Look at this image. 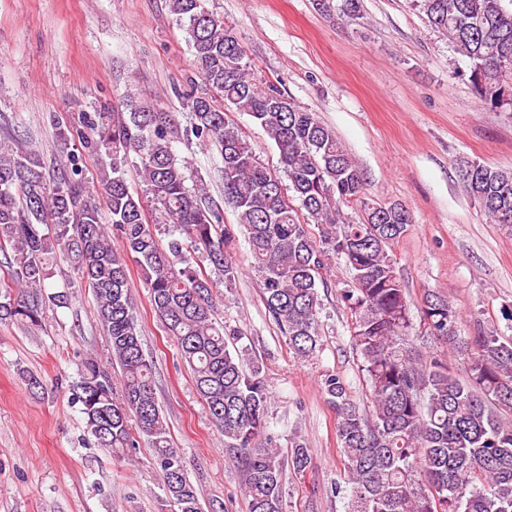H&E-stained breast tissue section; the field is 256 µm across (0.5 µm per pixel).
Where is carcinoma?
<instances>
[{
	"mask_svg": "<svg viewBox=\"0 0 512 512\" xmlns=\"http://www.w3.org/2000/svg\"><path fill=\"white\" fill-rule=\"evenodd\" d=\"M207 0H169L183 22L205 90L181 93L191 133L222 160L224 213L190 165L174 155L172 115L134 106L127 112H83L79 124L58 125L80 150L54 180L40 157L0 145V251L11 250L0 283V321L39 326L48 305L65 307L67 291L45 293L46 265L56 250L72 254L94 293L96 314L122 379L97 361L81 368L73 400L93 444L118 457L145 439L177 512H201L200 492L187 478L155 391L152 358L136 328L128 261H134L150 302L192 371L212 423L241 467L249 512H283L287 475L311 466L297 436L283 455L256 440L268 418L262 364L240 344L244 332L213 314L214 289L235 287L242 267L233 256L236 227L245 229L251 268L280 332L299 358L321 345L322 288L339 289L350 316L353 349L371 395L365 411L344 379L323 375L320 390L336 417L337 452L347 474V512H512V337L494 332L468 342L456 334L458 313L428 294L422 320L465 367L427 360L409 343L410 299L391 246L412 217L401 203L370 199L360 168L335 133L270 82L256 80L233 29ZM446 35L469 67L475 94L490 108L512 112V0H412ZM245 112L273 141L283 176L271 170L233 122ZM96 160L86 179L84 156ZM137 160L140 190L125 167ZM466 192L494 224L512 230V168L459 164ZM288 184H283L282 178ZM105 198L109 222L99 204ZM356 206L352 223L343 207ZM339 260L349 278L331 282ZM206 263L211 273L202 271Z\"/></svg>",
	"mask_w": 512,
	"mask_h": 512,
	"instance_id": "obj_1",
	"label": "carcinoma"
}]
</instances>
